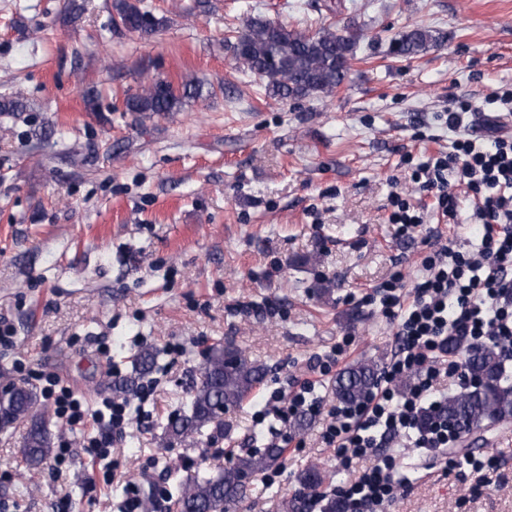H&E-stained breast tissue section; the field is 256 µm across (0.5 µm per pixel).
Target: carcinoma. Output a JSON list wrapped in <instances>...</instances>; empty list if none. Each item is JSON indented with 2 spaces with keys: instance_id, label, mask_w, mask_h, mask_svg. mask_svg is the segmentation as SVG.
Returning a JSON list of instances; mask_svg holds the SVG:
<instances>
[{
  "instance_id": "1",
  "label": "carcinoma",
  "mask_w": 512,
  "mask_h": 512,
  "mask_svg": "<svg viewBox=\"0 0 512 512\" xmlns=\"http://www.w3.org/2000/svg\"><path fill=\"white\" fill-rule=\"evenodd\" d=\"M119 24L131 33L149 36L163 25L150 14L143 0H112ZM361 26L349 22L343 28L326 27L318 32L298 29L289 24L253 17L233 44L237 68L261 78L265 94L279 100H302L314 95H331L349 76L352 60L362 38ZM432 41L430 31L414 27L392 40V52L414 57ZM201 97L191 80L176 92L163 79L125 99L129 112L142 115L180 111L185 101ZM27 104L20 93L0 95V113L24 112ZM448 352L461 357L472 383L444 398L436 411H424L419 425L426 427L437 417L459 433L471 434L488 424L512 418V382L496 347L488 344L473 350L462 340L450 336ZM155 361V352L140 349L132 356L134 376L119 383L124 391L135 377L147 372ZM379 364L362 359L339 372L332 382L336 400L354 406L372 391L379 376ZM266 378L264 366L249 361L232 343L215 344L207 350L200 382L190 394L188 409L168 417L162 436L166 445H194L207 429H221L220 415L240 406ZM8 395L0 398V427L27 423L21 454L30 469H40L54 456L55 434L50 416L40 404L37 389L25 383L10 382ZM285 449L274 441L262 448H246L224 468L209 474L189 473L169 492L175 512H231L249 493V481L258 473L281 466ZM326 474L318 466H309L298 474L299 483L316 491Z\"/></svg>"
}]
</instances>
